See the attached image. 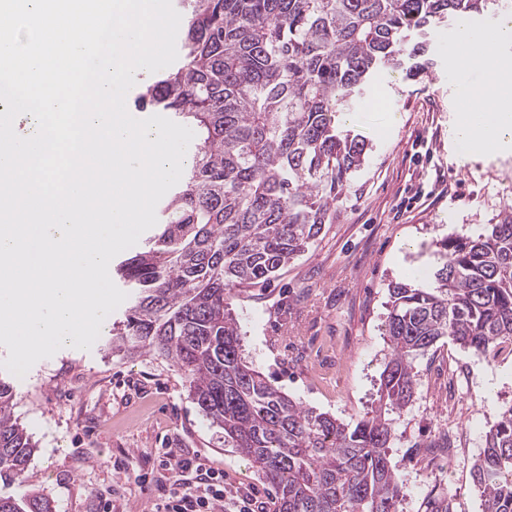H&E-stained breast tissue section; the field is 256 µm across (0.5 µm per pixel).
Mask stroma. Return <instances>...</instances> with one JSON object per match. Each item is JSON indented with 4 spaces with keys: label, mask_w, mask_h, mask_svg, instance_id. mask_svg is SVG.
Here are the masks:
<instances>
[{
    "label": "stroma",
    "mask_w": 512,
    "mask_h": 512,
    "mask_svg": "<svg viewBox=\"0 0 512 512\" xmlns=\"http://www.w3.org/2000/svg\"><path fill=\"white\" fill-rule=\"evenodd\" d=\"M458 34L457 23L438 27L419 78L383 72L364 89L345 127L371 149L331 223L270 283L234 301L246 353L271 383L346 423L375 406L389 284L430 270L435 241L477 237L512 207V150L477 155L454 135L461 91L489 85L486 71L457 63ZM416 371L412 402L394 416L400 512H425L432 492L448 495L453 512H483L471 467L512 406V350L490 359L445 338ZM12 384L14 415L36 448L22 480L0 482L2 494L39 491L56 512H99L107 496L112 512H151L140 478L159 472L156 451L171 446L223 469L247 501L274 496L225 447L171 362L65 346Z\"/></svg>",
    "instance_id": "1"
}]
</instances>
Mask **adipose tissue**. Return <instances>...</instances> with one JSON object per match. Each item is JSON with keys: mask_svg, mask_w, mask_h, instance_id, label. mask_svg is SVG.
<instances>
[{"mask_svg": "<svg viewBox=\"0 0 512 512\" xmlns=\"http://www.w3.org/2000/svg\"><path fill=\"white\" fill-rule=\"evenodd\" d=\"M512 42V26L501 31L496 48L485 56L477 51L484 43L480 34L462 26L458 61L468 62L480 57L490 74V87L483 95L484 103L493 107L491 113L475 118L465 115L455 129L456 136L473 149L508 150L512 148V58L502 55L501 46Z\"/></svg>", "mask_w": 512, "mask_h": 512, "instance_id": "ef3b65f1", "label": "adipose tissue"}]
</instances>
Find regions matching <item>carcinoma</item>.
<instances>
[{"mask_svg": "<svg viewBox=\"0 0 512 512\" xmlns=\"http://www.w3.org/2000/svg\"><path fill=\"white\" fill-rule=\"evenodd\" d=\"M179 64L140 100L189 125L181 187L159 202L144 248L116 264L129 289L105 347L150 353L183 373L210 425L275 490L272 512H399L392 420L415 359L448 338L489 356L512 345V211L475 239L435 243L421 288L389 284L380 409L346 424L271 384L242 353L238 293L269 283L331 220L368 143L339 117L384 70L415 76L434 25L499 0H181ZM0 376V481L21 477L35 444ZM484 512H512V406L472 467ZM0 512H54L40 493L0 495Z\"/></svg>", "mask_w": 512, "mask_h": 512, "instance_id": "1", "label": "carcinoma"}]
</instances>
